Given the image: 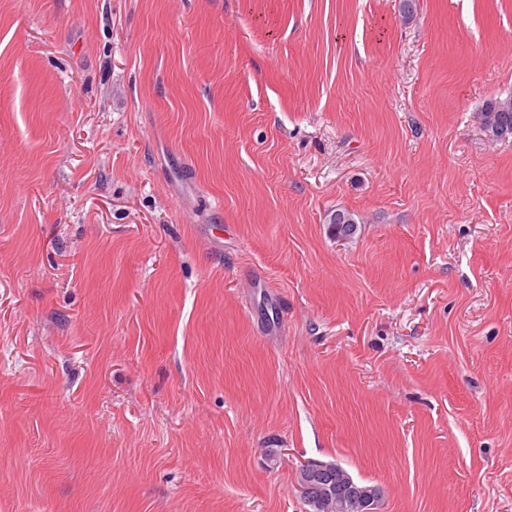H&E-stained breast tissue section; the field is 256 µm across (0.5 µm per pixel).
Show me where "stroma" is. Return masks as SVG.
Returning <instances> with one entry per match:
<instances>
[{"instance_id": "35a3bbf8", "label": "stroma", "mask_w": 512, "mask_h": 512, "mask_svg": "<svg viewBox=\"0 0 512 512\" xmlns=\"http://www.w3.org/2000/svg\"><path fill=\"white\" fill-rule=\"evenodd\" d=\"M510 95L512 0H0V512H512ZM486 119L488 131L495 136L498 129L508 128V136H512V96L494 98L486 102L482 111ZM310 484L320 486L326 496H331L336 492V503L340 507L339 512H376L382 498V490L378 487L362 483L368 486L364 488L353 479L342 482L337 472L335 478L333 468L324 462H306L302 464L297 480L298 489L303 493H308V485Z\"/></svg>"}]
</instances>
